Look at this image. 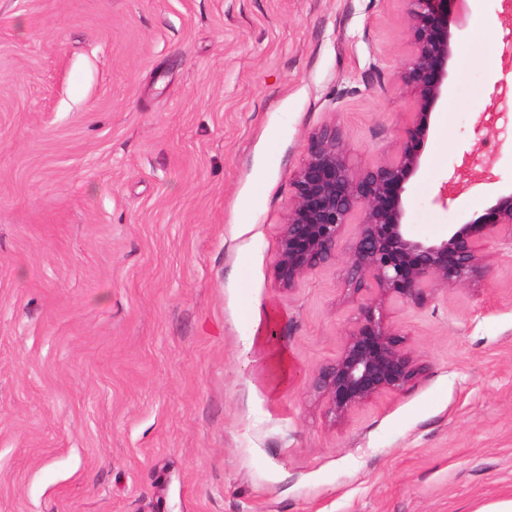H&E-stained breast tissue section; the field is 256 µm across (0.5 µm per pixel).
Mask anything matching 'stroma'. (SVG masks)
Instances as JSON below:
<instances>
[{"instance_id":"obj_1","label":"stroma","mask_w":512,"mask_h":512,"mask_svg":"<svg viewBox=\"0 0 512 512\" xmlns=\"http://www.w3.org/2000/svg\"><path fill=\"white\" fill-rule=\"evenodd\" d=\"M453 17L405 193L425 238L512 188V0ZM410 50L403 0H0V512L512 499V245L390 304L422 371L341 422L320 378L369 292L342 253L290 290L272 274L313 133L356 169L398 146ZM260 312L293 366L274 393L247 348Z\"/></svg>"}]
</instances>
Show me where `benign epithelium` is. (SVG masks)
Wrapping results in <instances>:
<instances>
[{
    "mask_svg": "<svg viewBox=\"0 0 512 512\" xmlns=\"http://www.w3.org/2000/svg\"><path fill=\"white\" fill-rule=\"evenodd\" d=\"M404 2L412 49L402 83L415 109L399 146L391 157L356 172L336 128L314 134L293 176L273 267L281 287H294L336 259L345 226L359 216L347 265L353 278L372 284V295L361 303L359 318L322 380L327 411L338 421L376 397L403 390L419 375L388 320V304L397 299L421 304L436 291L463 286L484 267L492 244H512V191L494 198L478 218L449 225L443 238H416L404 222L405 184L423 164L419 144L428 136L432 109L448 91V63L457 44L450 20L456 0Z\"/></svg>",
    "mask_w": 512,
    "mask_h": 512,
    "instance_id": "1",
    "label": "benign epithelium"
}]
</instances>
